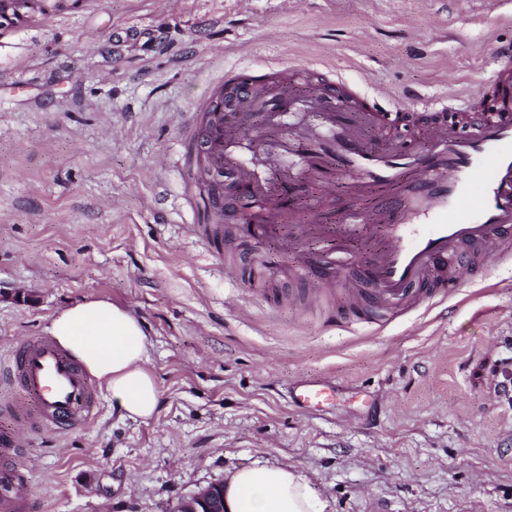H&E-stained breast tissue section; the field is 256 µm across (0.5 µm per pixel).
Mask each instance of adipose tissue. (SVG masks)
Wrapping results in <instances>:
<instances>
[{"label":"adipose tissue","instance_id":"ef3b65f1","mask_svg":"<svg viewBox=\"0 0 512 512\" xmlns=\"http://www.w3.org/2000/svg\"><path fill=\"white\" fill-rule=\"evenodd\" d=\"M56 343L79 360L110 393L122 417L147 420L158 388L147 370L149 341L139 320L105 299H85L53 319ZM225 512H324L307 482L284 466L253 464L236 469L224 484Z\"/></svg>","mask_w":512,"mask_h":512}]
</instances>
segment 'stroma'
<instances>
[{
    "label": "stroma",
    "instance_id": "obj_1",
    "mask_svg": "<svg viewBox=\"0 0 512 512\" xmlns=\"http://www.w3.org/2000/svg\"><path fill=\"white\" fill-rule=\"evenodd\" d=\"M73 1L0 45V357L106 299L142 323L160 400L122 419L99 385L87 425L32 435L30 512H173L253 463L303 476L326 512H512V266L331 326L343 290L310 300L298 274L317 241L188 233L210 202L176 123L226 71L270 66L335 76L386 113L454 107L512 48V0ZM266 178L304 224L375 205L341 170L325 187ZM324 190L336 206L313 213ZM309 380L330 404L293 403Z\"/></svg>",
    "mask_w": 512,
    "mask_h": 512
}]
</instances>
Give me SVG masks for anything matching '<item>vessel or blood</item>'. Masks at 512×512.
<instances>
[{"instance_id": "b4317fda", "label": "vessel or blood", "mask_w": 512, "mask_h": 512, "mask_svg": "<svg viewBox=\"0 0 512 512\" xmlns=\"http://www.w3.org/2000/svg\"><path fill=\"white\" fill-rule=\"evenodd\" d=\"M226 79L238 89V121L228 124L218 91L203 100L199 120L187 121L194 142L204 143L214 166L231 165L238 194L254 215L256 229L286 237L289 245L313 236L324 248L316 262L343 274L355 259L354 242L369 244L373 291L353 290L347 309L392 311L420 300L431 270H439L441 296L456 292L475 277L477 264L493 260L512 264V68L504 67L488 89L463 109L478 113L469 132L441 119L426 128L425 150H407L391 140L367 147L361 126L384 120L367 99L337 97L332 83H322L312 98L293 95L269 76L233 71ZM264 114L258 130L260 146L244 137L250 114ZM304 110L319 119L320 133L288 130L290 113ZM302 148L295 153L304 182L326 180L339 163L356 192L384 193L409 187L411 201L386 197L370 211L346 209L338 224H300L267 187L264 170L283 167L289 139ZM6 374L30 399L17 408L13 432L0 436V512H26L27 466L16 457L28 432L44 426L67 431L95 415L96 394L82 367L47 335L24 340L10 354ZM332 389L302 386L298 406L317 409L328 404Z\"/></svg>"}]
</instances>
